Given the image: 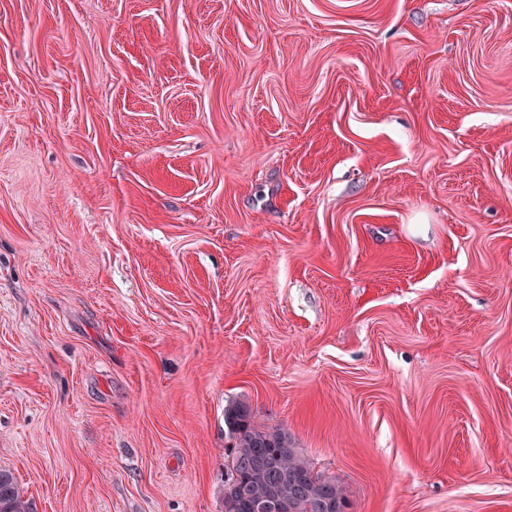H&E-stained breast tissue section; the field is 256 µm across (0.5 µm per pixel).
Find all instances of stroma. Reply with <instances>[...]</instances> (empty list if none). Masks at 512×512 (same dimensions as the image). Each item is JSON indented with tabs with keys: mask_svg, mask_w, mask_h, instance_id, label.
Listing matches in <instances>:
<instances>
[{
	"mask_svg": "<svg viewBox=\"0 0 512 512\" xmlns=\"http://www.w3.org/2000/svg\"><path fill=\"white\" fill-rule=\"evenodd\" d=\"M235 402L512 512V0H0V467L221 512Z\"/></svg>",
	"mask_w": 512,
	"mask_h": 512,
	"instance_id": "1",
	"label": "stroma"
}]
</instances>
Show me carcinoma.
Wrapping results in <instances>:
<instances>
[{
  "mask_svg": "<svg viewBox=\"0 0 512 512\" xmlns=\"http://www.w3.org/2000/svg\"><path fill=\"white\" fill-rule=\"evenodd\" d=\"M224 425L232 441L226 485L240 476L255 490H263L265 485L250 471L251 462L260 458L265 463L267 482L276 485L278 494L292 504L290 512H324V504L329 501L334 503L335 512H346L345 486L315 472L310 460L293 446L288 430L257 425L243 404L225 407ZM0 512H33L32 503L24 499L12 473L2 468Z\"/></svg>",
  "mask_w": 512,
  "mask_h": 512,
  "instance_id": "obj_1",
  "label": "carcinoma"
}]
</instances>
